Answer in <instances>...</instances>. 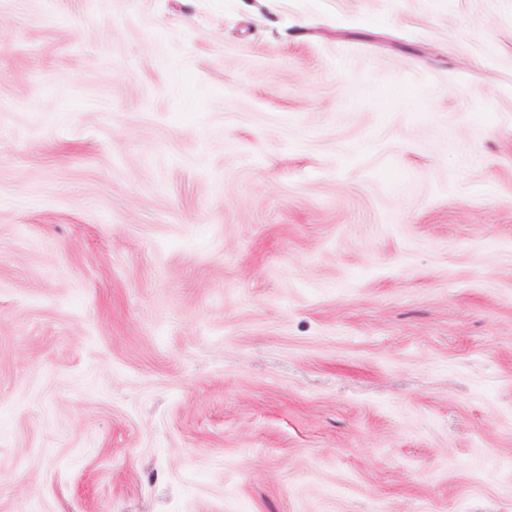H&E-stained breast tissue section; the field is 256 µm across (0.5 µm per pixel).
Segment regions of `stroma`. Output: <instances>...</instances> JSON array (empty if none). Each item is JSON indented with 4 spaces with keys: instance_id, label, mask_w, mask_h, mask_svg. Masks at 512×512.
<instances>
[{
    "instance_id": "35a3bbf8",
    "label": "stroma",
    "mask_w": 512,
    "mask_h": 512,
    "mask_svg": "<svg viewBox=\"0 0 512 512\" xmlns=\"http://www.w3.org/2000/svg\"><path fill=\"white\" fill-rule=\"evenodd\" d=\"M0 512H512V0H0Z\"/></svg>"
}]
</instances>
